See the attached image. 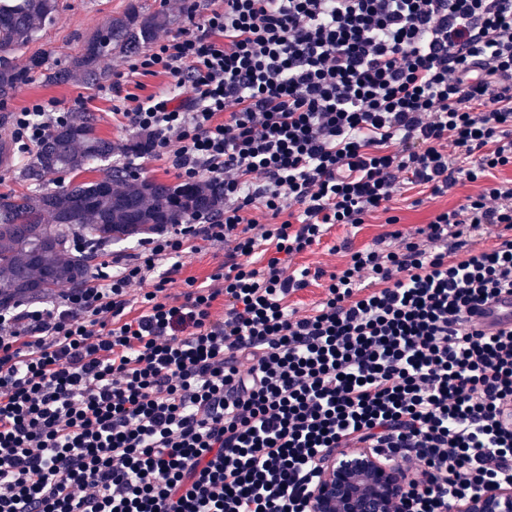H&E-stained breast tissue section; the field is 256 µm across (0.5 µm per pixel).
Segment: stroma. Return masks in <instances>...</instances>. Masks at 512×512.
<instances>
[{
  "instance_id": "1",
  "label": "stroma",
  "mask_w": 512,
  "mask_h": 512,
  "mask_svg": "<svg viewBox=\"0 0 512 512\" xmlns=\"http://www.w3.org/2000/svg\"><path fill=\"white\" fill-rule=\"evenodd\" d=\"M133 4L151 11H163L173 17V24L167 28L171 34L185 26L186 5L195 6L200 16L217 7L215 0H59L56 23L48 27L30 49L47 53L53 65L66 66L68 55L75 53L107 18L125 12ZM38 100L56 101L65 111L77 109L93 113L97 118L98 134L112 143H121L126 137L112 119L111 95L74 79L57 83L38 76L11 98L0 100V143L10 139L13 113ZM478 189V184L465 181L448 195L434 197L422 191L421 187L403 185L392 202L393 213L399 218L395 228L405 233L415 232L437 211L463 203L466 196L475 194ZM391 228L380 216L367 218L364 224L356 227L349 224L331 226L319 245L294 258L293 267L308 269L310 276L307 287L289 297V306L302 313L310 311L324 295L326 274L343 268L352 253L372 247L377 238L390 232Z\"/></svg>"
}]
</instances>
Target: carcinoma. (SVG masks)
I'll use <instances>...</instances> for the list:
<instances>
[{
	"mask_svg": "<svg viewBox=\"0 0 512 512\" xmlns=\"http://www.w3.org/2000/svg\"><path fill=\"white\" fill-rule=\"evenodd\" d=\"M59 0H0V97L6 98L40 74L55 82L78 79L101 84L107 79L103 58L119 50L139 52L171 23L164 12L132 5L109 17L95 35L71 55L69 68L52 71L45 53L34 52L26 66L16 55L38 40L58 16ZM112 155V141L98 135L96 117L56 129L22 174L37 180L59 170L79 171ZM221 190L202 181L170 185L132 177L127 169L103 168L99 179L73 183L56 191L36 188L0 194V305L27 296L75 288L85 279L92 251L64 257L71 235L85 232L89 243L132 241L162 224H183L215 215L223 207Z\"/></svg>",
	"mask_w": 512,
	"mask_h": 512,
	"instance_id": "obj_1",
	"label": "carcinoma"
}]
</instances>
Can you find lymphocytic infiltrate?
<instances>
[{"label":"lymphocytic infiltrate","instance_id":"obj_1","mask_svg":"<svg viewBox=\"0 0 512 512\" xmlns=\"http://www.w3.org/2000/svg\"><path fill=\"white\" fill-rule=\"evenodd\" d=\"M160 73L143 98L113 82L112 117L224 205L0 308V512H309L342 448L413 476L393 512L512 484V333L470 325L512 291V186L486 181L512 167V0H224L127 75ZM75 118L39 101L11 139L28 160ZM402 173L435 197L483 188L289 307L309 276L293 258L335 224L395 225ZM216 247L206 280L170 293ZM224 259V251L220 249H204L199 253L192 254L184 261L182 274L178 277L177 283L173 284L172 292L180 290V278L194 276L198 281L206 280L212 270Z\"/></svg>","mask_w":512,"mask_h":512}]
</instances>
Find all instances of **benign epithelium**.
I'll return each mask as SVG.
<instances>
[{"mask_svg":"<svg viewBox=\"0 0 512 512\" xmlns=\"http://www.w3.org/2000/svg\"><path fill=\"white\" fill-rule=\"evenodd\" d=\"M409 488L404 468L358 448L326 463L310 494L311 512H393ZM457 512H512V485H489L459 504Z\"/></svg>","mask_w":512,"mask_h":512,"instance_id":"7a95c632","label":"benign epithelium"}]
</instances>
